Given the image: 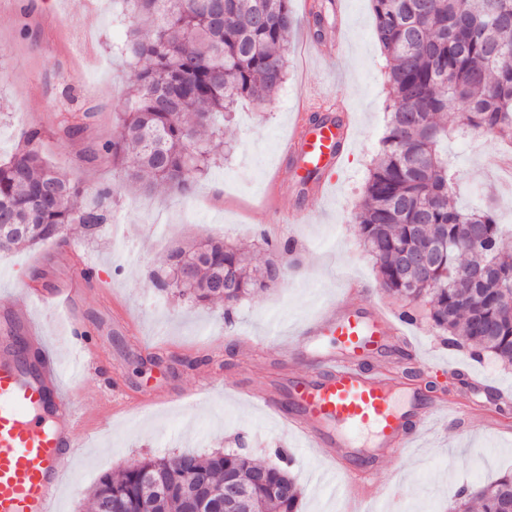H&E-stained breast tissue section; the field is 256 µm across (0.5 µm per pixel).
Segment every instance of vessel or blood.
I'll list each match as a JSON object with an SVG mask.
<instances>
[{"label":"vessel or blood","mask_w":512,"mask_h":512,"mask_svg":"<svg viewBox=\"0 0 512 512\" xmlns=\"http://www.w3.org/2000/svg\"><path fill=\"white\" fill-rule=\"evenodd\" d=\"M302 109L285 148L286 164L335 169L348 124L314 128L307 115L321 111V104L308 100ZM361 293L360 284L352 283L347 299L303 326L309 338H330L335 352L314 356L304 373L272 382L253 400L308 447L324 449L339 465L352 461L347 512H389L370 483L378 459L411 447L426 422L448 404L394 407L392 385L367 372L363 363L391 340L407 341L405 321L363 300ZM22 327L16 310L0 318V512H52L79 446L80 417L66 401L57 358L35 343L20 350Z\"/></svg>","instance_id":"obj_1"}]
</instances>
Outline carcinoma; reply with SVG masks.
<instances>
[{
    "instance_id": "cac0c4a2",
    "label": "carcinoma",
    "mask_w": 512,
    "mask_h": 512,
    "mask_svg": "<svg viewBox=\"0 0 512 512\" xmlns=\"http://www.w3.org/2000/svg\"><path fill=\"white\" fill-rule=\"evenodd\" d=\"M126 39L114 50L137 67L119 106L115 137L90 147L122 181L150 193L180 195L235 145L224 123L239 104L261 108L286 81L285 52L298 25L291 0H124ZM378 42L387 61V132L355 214L380 287L410 323L426 320L450 347L512 366V254L493 208L462 211L453 203L454 172L438 151L448 122L512 145V0H371ZM332 0H316L307 22L321 35ZM90 110L62 112L55 134L72 139L90 126ZM42 131H23L24 146L0 161V250L62 242L67 226L88 232L112 223L119 187L89 189L46 165ZM261 266L220 239L177 248L170 271L153 286L196 304L235 307L274 284L288 244L262 239ZM227 270L234 287H213ZM243 494L240 512H299L301 489L289 470L235 452H184L150 458L102 475L89 494L92 512H186L203 487L215 503L224 484ZM507 512L512 475L462 487L457 510Z\"/></svg>"
}]
</instances>
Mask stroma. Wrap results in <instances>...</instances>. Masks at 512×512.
Segmentation results:
<instances>
[{
    "mask_svg": "<svg viewBox=\"0 0 512 512\" xmlns=\"http://www.w3.org/2000/svg\"><path fill=\"white\" fill-rule=\"evenodd\" d=\"M114 0H0V159L14 153L24 128L42 130L39 150L50 166L85 186L119 185L112 221L92 235L67 229L68 245L51 242L0 252V311L25 289L73 280L94 266L96 284L77 293V310L97 344L87 368L73 365L69 328L62 313L34 308L44 344L66 363L62 385L82 419L84 442L63 481L55 512H90L88 495L99 478L147 458L192 450L209 454L233 449L261 462L277 463L284 450L303 495L301 512H344L335 488L322 484L329 458L304 448L274 413L234 393L235 386L264 388L298 370L307 349L301 325L338 302L346 282L366 288L365 300L390 311L399 305L378 286L373 258L353 220L364 195L372 160L387 123L385 58L378 43L370 0H337L325 39L341 37L344 49L314 57L308 25L292 35L285 52L287 82L265 108L241 104L225 136L236 145L191 195L159 190L144 195L121 187L109 160L84 161L90 145L116 131L118 99L134 70L112 54L124 29ZM320 94L327 105H344L352 137L333 182L304 186L286 176L277 193L269 187L284 167L282 148L292 134L301 100ZM93 109L90 130L74 140L54 134L62 110ZM502 154L489 135L452 136L448 159L458 184L460 207L494 200L500 223L512 225V196L488 169ZM308 211V223L286 228L281 241L292 252L280 258L275 286L241 302L232 315L222 306L195 305L157 292L150 276L173 249L212 237L266 254L256 218L271 207ZM414 359L390 350L376 362L406 406L407 389L425 393L426 382L444 386L454 412L429 425L418 447L385 458L373 482L382 499L401 512H448L465 485L490 483L512 473V406L492 419L483 410L496 391L512 394V369L472 359L445 346L426 322L410 324ZM251 338L248 351L240 337ZM422 378L407 380L409 367Z\"/></svg>",
    "mask_w": 512,
    "mask_h": 512,
    "instance_id": "35a3bbf8",
    "label": "stroma"
}]
</instances>
